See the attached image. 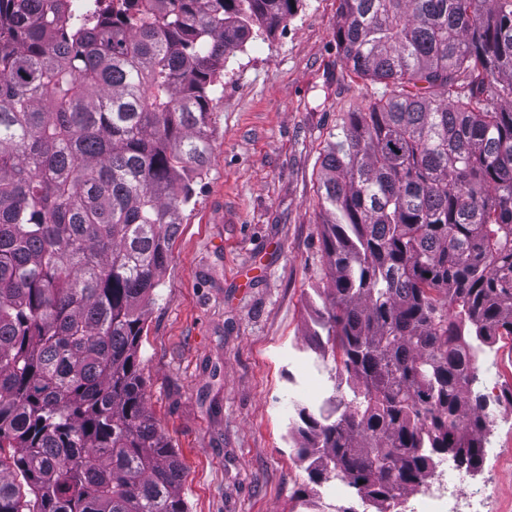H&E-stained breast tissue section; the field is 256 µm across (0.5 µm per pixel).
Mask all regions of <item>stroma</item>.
<instances>
[{
    "label": "stroma",
    "instance_id": "35a3bbf8",
    "mask_svg": "<svg viewBox=\"0 0 512 512\" xmlns=\"http://www.w3.org/2000/svg\"><path fill=\"white\" fill-rule=\"evenodd\" d=\"M338 0H301L287 26L224 67L210 105L211 163L162 274L139 350L147 405L184 464L189 512H298L300 408L348 396L310 331L327 279L321 155L381 85L344 66ZM512 385V337L480 359ZM494 512H512V408L492 406Z\"/></svg>",
    "mask_w": 512,
    "mask_h": 512
}]
</instances>
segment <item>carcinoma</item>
<instances>
[{
	"label": "carcinoma",
	"instance_id": "obj_1",
	"mask_svg": "<svg viewBox=\"0 0 512 512\" xmlns=\"http://www.w3.org/2000/svg\"><path fill=\"white\" fill-rule=\"evenodd\" d=\"M298 2L0 0V512H188L139 345L224 64ZM336 42L383 90L324 149L312 335L350 399L300 410L297 456L398 512L443 457L479 470L492 432L478 363L512 336V0H338Z\"/></svg>",
	"mask_w": 512,
	"mask_h": 512
}]
</instances>
